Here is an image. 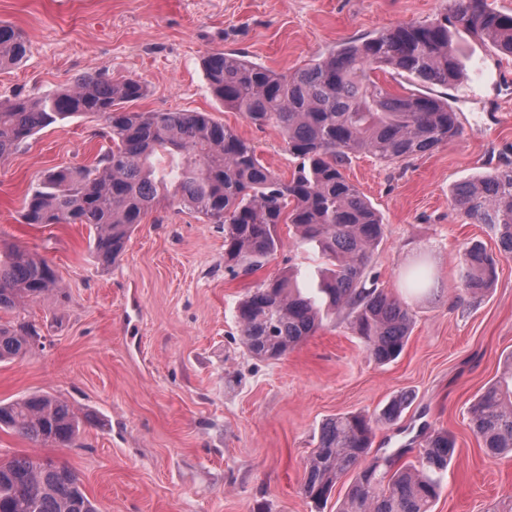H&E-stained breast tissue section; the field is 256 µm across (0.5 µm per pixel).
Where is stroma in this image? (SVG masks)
Returning <instances> with one entry per match:
<instances>
[{"mask_svg":"<svg viewBox=\"0 0 512 512\" xmlns=\"http://www.w3.org/2000/svg\"><path fill=\"white\" fill-rule=\"evenodd\" d=\"M446 0H0V22L20 30L24 60L0 70V101L39 97L83 75L144 82L135 108L207 112L251 140L266 165L290 177L297 161L273 126L256 127L213 95L203 60L240 52L292 72L344 42L445 13ZM463 83L449 87L461 133L453 141L387 164L369 154L344 173L371 203L384 236L370 267L382 288L413 308L402 355L379 365L346 324L327 326L286 357H253L235 317L250 288L287 272L314 274L316 251L279 227L282 248L250 273L224 269V230L200 214L161 204L131 234L115 265L102 268L84 224H27L25 198L52 169L91 166L111 146L101 121L75 116L51 125L0 160V239L45 260L67 293L21 313L45 347L0 365V400L48 391L97 422L84 445L34 444L0 430V456L52 459L77 471L99 512H334L302 492L308 457L333 416H376L409 395L402 417L378 425V456L448 430L455 453L433 512H487L512 502V458L486 455L469 408L512 356V258L495 229L453 210L452 189L512 167V57L455 26ZM498 259L479 296L462 289L466 247ZM428 256L432 294L415 297L403 275Z\"/></svg>","mask_w":512,"mask_h":512,"instance_id":"stroma-1","label":"stroma"}]
</instances>
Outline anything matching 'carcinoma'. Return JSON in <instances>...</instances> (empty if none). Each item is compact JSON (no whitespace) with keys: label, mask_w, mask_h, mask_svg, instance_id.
Instances as JSON below:
<instances>
[{"label":"carcinoma","mask_w":512,"mask_h":512,"mask_svg":"<svg viewBox=\"0 0 512 512\" xmlns=\"http://www.w3.org/2000/svg\"><path fill=\"white\" fill-rule=\"evenodd\" d=\"M459 24L512 55V13L487 0H450L449 12L423 23L399 24L349 41L294 72H277L246 56L215 53L205 72L216 98L256 126L278 127L285 151L298 160L288 179L267 166L255 145L207 112H139L145 96L135 78L82 76L41 98L0 103V159L42 129L71 116L103 123L112 148L90 167L49 172L26 199L27 224H87L92 252L104 267L125 251L132 228L167 197L224 227V268L247 272L282 247L277 226L291 224L297 243L317 248L329 268L309 288L294 274L248 290L236 318L252 356L278 360L314 335L324 320L343 316L372 361L384 365L403 351L413 325L408 304L391 297L371 273V252L384 235L376 211L344 175L351 156L369 153L398 162L460 134L448 98L430 92L396 94L377 72L393 71L448 88L463 69L450 39ZM28 45L21 31L0 23V68L19 63ZM160 151L179 158L169 176H155ZM451 204L462 217L491 224L501 253L512 257V167L458 185ZM497 263L480 245L466 249L460 271L464 291L486 292ZM406 286L427 294L434 281L424 258L404 275ZM66 294L48 264L23 247L0 243V312L26 300ZM44 347L38 327L24 316L0 322V363ZM409 397L392 399L371 418L343 414L321 426L307 461L303 493L321 506L339 479L355 472L336 512H431L454 437L428 435L416 462L394 468L393 455L371 453L375 427L397 420ZM472 430L490 456L512 455V358L500 378L470 408ZM88 422L68 402L46 392L0 400V429L36 444L84 447ZM0 512H98L80 475L66 465L27 456L0 458Z\"/></svg>","instance_id":"1"}]
</instances>
